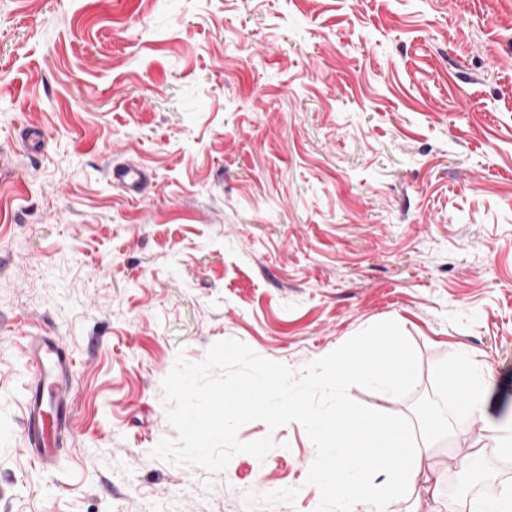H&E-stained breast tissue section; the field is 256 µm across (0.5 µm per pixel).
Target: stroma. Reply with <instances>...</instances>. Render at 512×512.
<instances>
[{
    "mask_svg": "<svg viewBox=\"0 0 512 512\" xmlns=\"http://www.w3.org/2000/svg\"><path fill=\"white\" fill-rule=\"evenodd\" d=\"M385 320L417 385L349 394L409 419L439 484L386 512H446L464 455L469 495L512 485L443 378L468 353L512 415V0H0V512H315L298 425L244 424L273 448L219 472L153 458L162 381L226 339L298 379ZM35 335L74 362L45 468ZM111 179L123 186L127 191L141 194L148 186V179L144 170L133 161H125L113 166Z\"/></svg>",
    "mask_w": 512,
    "mask_h": 512,
    "instance_id": "1",
    "label": "stroma"
}]
</instances>
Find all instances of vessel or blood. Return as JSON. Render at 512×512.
I'll return each instance as SVG.
<instances>
[{
	"mask_svg": "<svg viewBox=\"0 0 512 512\" xmlns=\"http://www.w3.org/2000/svg\"><path fill=\"white\" fill-rule=\"evenodd\" d=\"M111 179L127 191L141 194L148 185L144 170L135 162L126 161L113 166ZM31 365L38 382L31 390L21 421L22 435L32 456L48 463L52 441L59 426L73 413L72 361L51 338H31Z\"/></svg>",
	"mask_w": 512,
	"mask_h": 512,
	"instance_id": "vessel-or-blood-1",
	"label": "vessel or blood"
}]
</instances>
